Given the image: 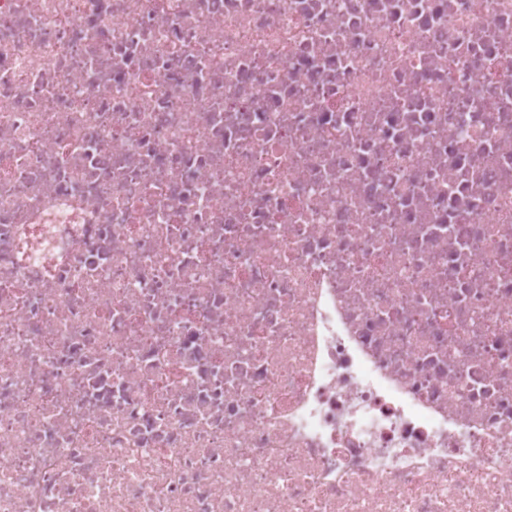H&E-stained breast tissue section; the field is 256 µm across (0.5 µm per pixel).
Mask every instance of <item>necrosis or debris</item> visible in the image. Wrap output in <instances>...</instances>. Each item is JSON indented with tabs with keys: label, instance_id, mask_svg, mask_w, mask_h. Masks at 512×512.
Returning a JSON list of instances; mask_svg holds the SVG:
<instances>
[{
	"label": "necrosis or debris",
	"instance_id": "obj_1",
	"mask_svg": "<svg viewBox=\"0 0 512 512\" xmlns=\"http://www.w3.org/2000/svg\"><path fill=\"white\" fill-rule=\"evenodd\" d=\"M0 512H512V0H0Z\"/></svg>",
	"mask_w": 512,
	"mask_h": 512
}]
</instances>
